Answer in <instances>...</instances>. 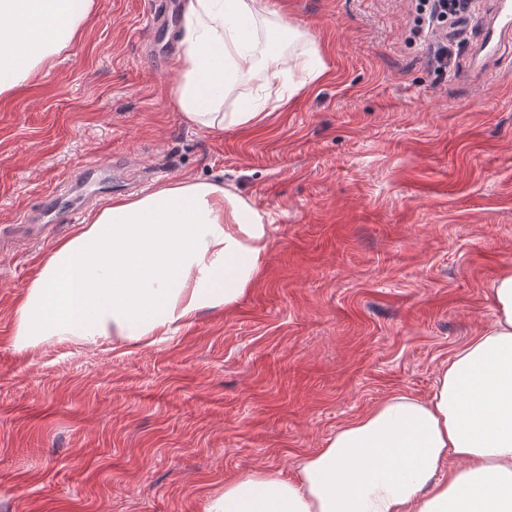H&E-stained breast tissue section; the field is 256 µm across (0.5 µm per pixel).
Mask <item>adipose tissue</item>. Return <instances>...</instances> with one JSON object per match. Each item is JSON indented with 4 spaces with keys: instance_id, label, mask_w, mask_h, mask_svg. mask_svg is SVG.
<instances>
[{
    "instance_id": "adipose-tissue-1",
    "label": "adipose tissue",
    "mask_w": 512,
    "mask_h": 512,
    "mask_svg": "<svg viewBox=\"0 0 512 512\" xmlns=\"http://www.w3.org/2000/svg\"><path fill=\"white\" fill-rule=\"evenodd\" d=\"M94 0H0V99L81 35ZM271 0H181L171 95L193 128L259 126L282 87L327 67L317 47L292 63L259 31ZM303 77L288 83L292 68ZM265 95L224 109L236 86ZM271 227L222 183L177 179L118 196L57 242L12 316V342L150 346L208 310L231 309L260 277ZM494 319L458 348L432 394L389 396L306 457L295 479L265 469L225 480L206 512H512V266L492 281Z\"/></svg>"
}]
</instances>
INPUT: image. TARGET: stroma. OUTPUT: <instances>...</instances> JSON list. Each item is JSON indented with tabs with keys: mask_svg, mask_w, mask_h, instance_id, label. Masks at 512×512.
I'll return each instance as SVG.
<instances>
[{
	"mask_svg": "<svg viewBox=\"0 0 512 512\" xmlns=\"http://www.w3.org/2000/svg\"><path fill=\"white\" fill-rule=\"evenodd\" d=\"M158 0H96L80 38L0 99V512H205L227 478L288 480L384 398L427 397L493 320L512 265V58L466 25L437 79L411 0H272L324 79L253 129L186 125ZM222 181L273 224L230 310L153 346L13 349L39 261L108 200Z\"/></svg>",
	"mask_w": 512,
	"mask_h": 512,
	"instance_id": "1",
	"label": "stroma"
}]
</instances>
